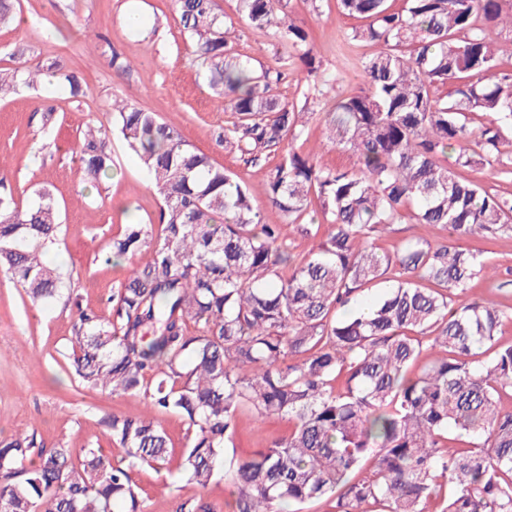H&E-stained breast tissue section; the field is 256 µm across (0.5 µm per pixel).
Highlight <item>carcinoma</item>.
<instances>
[{"label":"carcinoma","mask_w":512,"mask_h":512,"mask_svg":"<svg viewBox=\"0 0 512 512\" xmlns=\"http://www.w3.org/2000/svg\"><path fill=\"white\" fill-rule=\"evenodd\" d=\"M193 40L199 75L231 110L218 142L265 165L269 210H254L230 170L195 151L172 123L125 100L112 127L90 124L76 154L90 182L112 172V132L148 172L161 200L157 223L136 219L112 237L106 261L134 265L112 292V316L80 313L69 339L74 375L91 390L142 397L147 411L99 419L124 451L33 453L21 432L0 439V512H146L136 474L171 464L157 413L186 425L177 474L206 488L219 474L234 486L228 512H280L286 502H323L333 512H512V345L499 343L512 311L468 297L495 273L464 238L512 234V197L459 175L479 157L509 174L512 73L503 49L474 24H505L504 0H339L362 24L347 35L374 52L365 88L326 109L329 141L356 167H322L293 145L306 113L278 93L293 59L312 65L310 32L283 0H236L238 20L274 39L277 65L254 68L231 41L217 0H174ZM73 99L88 86L56 60L0 69V98L44 74ZM451 82L454 95L430 88ZM482 113L488 124L470 126ZM317 199L327 224L305 223ZM411 218L448 237L381 251L376 230ZM324 230L298 258L283 228ZM60 229L44 190L23 208L0 179V271L34 304L62 295L46 261ZM429 359L414 371L423 352ZM288 422L266 446L237 454L238 418ZM178 512H217L199 497Z\"/></svg>","instance_id":"carcinoma-1"}]
</instances>
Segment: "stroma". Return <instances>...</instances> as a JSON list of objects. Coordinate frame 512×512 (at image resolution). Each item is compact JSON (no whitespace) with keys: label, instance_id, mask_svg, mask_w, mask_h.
<instances>
[{"label":"stroma","instance_id":"obj_1","mask_svg":"<svg viewBox=\"0 0 512 512\" xmlns=\"http://www.w3.org/2000/svg\"><path fill=\"white\" fill-rule=\"evenodd\" d=\"M133 10L144 18L143 30L127 26L126 16ZM286 11L311 30L313 64L296 63L278 92L310 114L304 151L324 167H353L356 156L327 141L324 109L327 98L362 91L361 62L371 48L347 41L357 22L340 13L336 0H287ZM17 16L16 22L0 27V69L57 59L83 75L88 93L72 99L52 81L0 100V178L20 205H31L35 189L42 186L60 203L62 232L51 261L66 287L64 299L35 307L0 274V436L24 430L34 434L37 446L62 445L76 454L100 447L118 462L124 452L109 442L98 420L112 411L141 413L144 403L136 395L112 396L79 384L66 357L68 339L80 311L109 315L112 290L129 274L130 262L105 260L113 236L126 222L125 209L153 220L160 199L137 158L117 137L112 140L117 175L95 188L86 184L74 150L80 129L90 122L110 125L112 99L123 97L173 122L195 149L235 173L261 211L269 208L264 176L217 144V131L229 126L233 115L218 107L200 78L193 44L173 0H20ZM236 35V50L254 66H274L275 51L266 32L240 22ZM102 36L132 60L131 72L120 75L112 69L108 55L97 48ZM327 73L335 74L336 82L322 97L314 87ZM446 235L440 226L409 222L379 230L371 240L392 252L412 239L436 242ZM459 246L482 250L498 269L495 287L475 280L471 296L512 308V235L463 240ZM136 480L151 512H174L178 503L199 495L219 506L224 503L220 478L203 489L168 470L144 469Z\"/></svg>","mask_w":512,"mask_h":512}]
</instances>
